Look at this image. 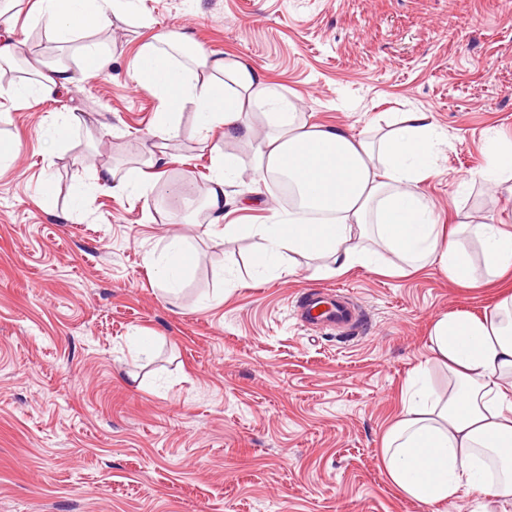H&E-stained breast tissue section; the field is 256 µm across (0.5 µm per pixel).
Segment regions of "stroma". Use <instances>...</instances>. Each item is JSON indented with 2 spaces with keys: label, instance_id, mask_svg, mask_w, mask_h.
<instances>
[{
  "label": "stroma",
  "instance_id": "35a3bbf8",
  "mask_svg": "<svg viewBox=\"0 0 512 512\" xmlns=\"http://www.w3.org/2000/svg\"><path fill=\"white\" fill-rule=\"evenodd\" d=\"M34 3L14 0L27 59L0 87L46 59L72 82L0 119L19 141L0 167V512H425L387 481L382 437L435 317L483 315L512 271L489 278L473 241L476 288L433 266L322 277L303 255L295 275L255 274L262 240L217 234L205 209L185 222L171 187L209 186L220 151L240 166L225 223L273 224L289 207L252 180L251 146L219 129L201 138L191 106L147 194L73 201L104 169L142 167L160 103L131 64L179 30L249 60L300 120L375 140L401 113H428L444 141L422 190L441 222L512 225V196L471 180L489 135L512 137V0H139L135 18L64 38ZM89 39L111 54L109 74L84 71ZM67 112L107 130L54 142ZM175 236L192 260L168 294L148 261ZM310 290L352 298L358 334L303 323L296 301Z\"/></svg>",
  "mask_w": 512,
  "mask_h": 512
}]
</instances>
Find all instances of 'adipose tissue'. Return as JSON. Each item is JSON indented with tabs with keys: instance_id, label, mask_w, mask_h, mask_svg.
<instances>
[{
	"instance_id": "ef3b65f1",
	"label": "adipose tissue",
	"mask_w": 512,
	"mask_h": 512,
	"mask_svg": "<svg viewBox=\"0 0 512 512\" xmlns=\"http://www.w3.org/2000/svg\"><path fill=\"white\" fill-rule=\"evenodd\" d=\"M37 18L54 33L94 32L136 11V0H37ZM187 44L176 30L143 44L132 78L159 100L156 136L166 139L181 112L195 105L199 128H220L228 140L256 141L253 180L290 176L301 197L299 210L281 224H251L247 233L265 242L254 264L261 273L291 275L285 255L324 260V274L340 275L361 266L403 276L429 266L454 284L476 287L466 239H478L487 269H512V231L485 218L464 215L453 229L438 224L421 189L441 134L427 113L406 112L373 143L333 125L309 124L250 61L220 57L195 48L188 63L177 52ZM69 80L67 71L43 63L30 82L12 85V101L29 104ZM270 111L272 129L259 133L250 122L256 110ZM238 173L228 154L214 158V176L205 206L221 216L225 188ZM374 247H367V236ZM185 242L172 238L151 264L165 290H176L186 269ZM429 357L408 379L402 406L382 439L387 479L411 500L433 512L456 498L462 487L512 512V293L482 317L448 312L435 318ZM448 371L446 395L429 384L431 365Z\"/></svg>"
}]
</instances>
